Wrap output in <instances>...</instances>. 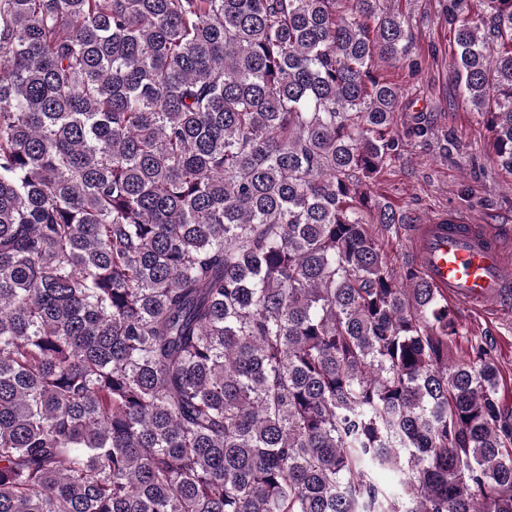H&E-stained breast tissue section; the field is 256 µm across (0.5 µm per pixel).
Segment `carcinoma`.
<instances>
[{
    "label": "carcinoma",
    "mask_w": 512,
    "mask_h": 512,
    "mask_svg": "<svg viewBox=\"0 0 512 512\" xmlns=\"http://www.w3.org/2000/svg\"><path fill=\"white\" fill-rule=\"evenodd\" d=\"M337 2L0 0V512H512L497 368L367 193L406 17ZM447 10L512 169V0ZM399 236V245L397 243L399 238L396 239L394 234L393 237L390 235L389 239L385 238L386 250L392 260L394 268L397 270H400L407 260L414 259L416 254L415 245L406 238L403 230H399Z\"/></svg>",
    "instance_id": "obj_1"
}]
</instances>
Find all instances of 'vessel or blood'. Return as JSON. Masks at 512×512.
Returning <instances> with one entry per match:
<instances>
[{
	"instance_id": "b4317fda",
	"label": "vessel or blood",
	"mask_w": 512,
	"mask_h": 512,
	"mask_svg": "<svg viewBox=\"0 0 512 512\" xmlns=\"http://www.w3.org/2000/svg\"><path fill=\"white\" fill-rule=\"evenodd\" d=\"M410 237L425 277L450 299L496 309L512 301V241L498 228L448 214L416 225Z\"/></svg>"
}]
</instances>
